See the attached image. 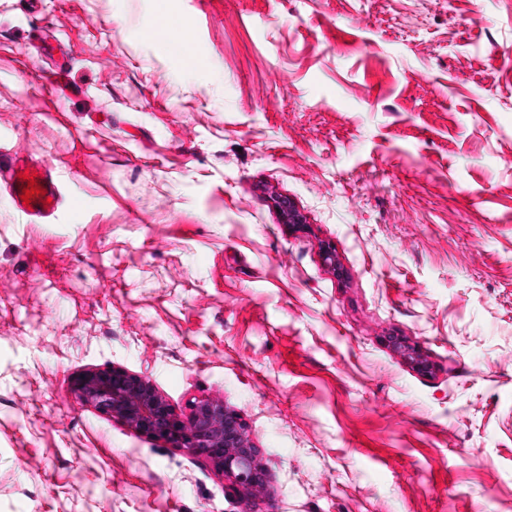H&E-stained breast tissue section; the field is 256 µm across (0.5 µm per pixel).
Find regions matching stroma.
Segmentation results:
<instances>
[{"instance_id":"stroma-1","label":"stroma","mask_w":512,"mask_h":512,"mask_svg":"<svg viewBox=\"0 0 512 512\" xmlns=\"http://www.w3.org/2000/svg\"><path fill=\"white\" fill-rule=\"evenodd\" d=\"M0 0V512H512V0ZM71 55L57 83L40 52ZM150 380L266 483L79 404ZM163 1H157L159 6L156 25L151 35L154 42L158 48L164 51L176 49L185 65L189 68L206 66L207 61L199 54L188 32L187 24L169 16L163 6ZM29 180H34V187L40 186L44 192L35 194V199L30 198V203L26 204L22 200V195H25L22 189L27 188ZM0 189L7 194L15 210L36 220L56 216L64 202L63 189L53 168L43 160L34 159L24 149H0Z\"/></svg>"}]
</instances>
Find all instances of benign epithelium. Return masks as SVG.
Instances as JSON below:
<instances>
[{
	"label": "benign epithelium",
	"mask_w": 512,
	"mask_h": 512,
	"mask_svg": "<svg viewBox=\"0 0 512 512\" xmlns=\"http://www.w3.org/2000/svg\"><path fill=\"white\" fill-rule=\"evenodd\" d=\"M72 393L82 404L205 458L247 491L262 487L245 427L221 404L196 398L183 419L150 382L122 369L86 371L75 378Z\"/></svg>",
	"instance_id": "obj_1"
}]
</instances>
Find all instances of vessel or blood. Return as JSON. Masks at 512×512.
<instances>
[{
    "label": "vessel or blood",
    "instance_id": "obj_1",
    "mask_svg": "<svg viewBox=\"0 0 512 512\" xmlns=\"http://www.w3.org/2000/svg\"><path fill=\"white\" fill-rule=\"evenodd\" d=\"M31 182L40 186L41 192L26 202L23 190ZM0 191L7 194L15 210L36 220L56 216L64 202L53 168L23 149L0 150Z\"/></svg>",
    "mask_w": 512,
    "mask_h": 512
}]
</instances>
